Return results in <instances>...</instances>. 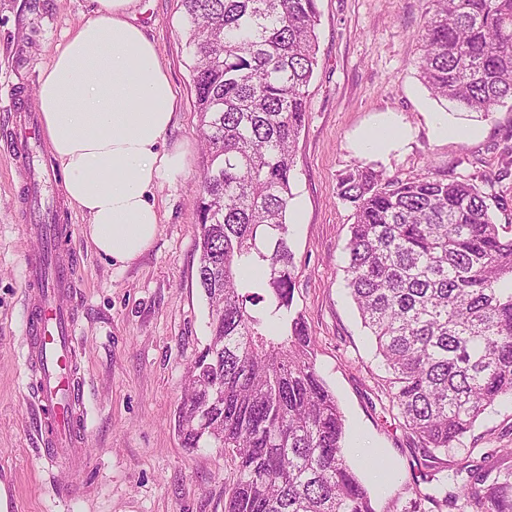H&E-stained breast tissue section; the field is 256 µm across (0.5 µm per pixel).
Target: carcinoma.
<instances>
[{"label": "carcinoma", "instance_id": "1", "mask_svg": "<svg viewBox=\"0 0 512 512\" xmlns=\"http://www.w3.org/2000/svg\"><path fill=\"white\" fill-rule=\"evenodd\" d=\"M418 68L467 112L512 99V0H429ZM209 165L194 199L206 344L175 427L188 450L236 469L224 512H375L347 463L345 419L293 307L287 213L317 65V0H183ZM354 211L345 282L387 394L429 457L512 397V237L474 179H402L358 162L340 175ZM512 512L482 477L442 502Z\"/></svg>", "mask_w": 512, "mask_h": 512}]
</instances>
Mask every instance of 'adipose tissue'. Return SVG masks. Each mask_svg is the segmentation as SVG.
<instances>
[{"instance_id":"obj_1","label":"adipose tissue","mask_w":512,"mask_h":512,"mask_svg":"<svg viewBox=\"0 0 512 512\" xmlns=\"http://www.w3.org/2000/svg\"><path fill=\"white\" fill-rule=\"evenodd\" d=\"M97 17L54 48L37 108L69 204L85 238L125 265L154 242V190L185 163L166 151L175 93L154 44L130 20L135 0H95Z\"/></svg>"}]
</instances>
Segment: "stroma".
Instances as JSON below:
<instances>
[{"mask_svg":"<svg viewBox=\"0 0 512 512\" xmlns=\"http://www.w3.org/2000/svg\"><path fill=\"white\" fill-rule=\"evenodd\" d=\"M317 7L318 64L288 213L294 305L315 337L316 366L345 415L348 461L376 512H453L436 500L459 491L471 474L512 485V398L427 464L384 393V372L345 286L354 218L337 183L360 161L402 178L427 166L451 178L476 176L495 203L496 223L511 231L512 100L484 115L444 107L431 94L416 66L428 0H318ZM94 10V0H0V512H224L233 461L218 448H183L175 429L208 321L193 204L207 156L181 0L135 5L176 96L166 145L186 154L183 171L154 191L162 221L152 246L127 265L101 257L85 239L87 218L68 205L62 179L38 210L22 202L25 158L11 140L15 115L37 114L41 69ZM440 116L467 127L469 136H438ZM388 120L403 140L362 150V134ZM39 224L67 226L77 245L71 303L87 443L75 468L49 467L43 457L35 373L25 361L26 256L39 244ZM431 471L435 482H425Z\"/></svg>","mask_w":512,"mask_h":512,"instance_id":"obj_1","label":"stroma"}]
</instances>
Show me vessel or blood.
<instances>
[{"label": "vessel or blood", "instance_id": "b4317fda", "mask_svg": "<svg viewBox=\"0 0 512 512\" xmlns=\"http://www.w3.org/2000/svg\"><path fill=\"white\" fill-rule=\"evenodd\" d=\"M76 272L68 256L50 261L34 250L27 258V360L39 374L35 398L49 416L41 444L52 466L77 465L86 446L78 413L84 385L73 371L76 323L67 307Z\"/></svg>", "mask_w": 512, "mask_h": 512}]
</instances>
